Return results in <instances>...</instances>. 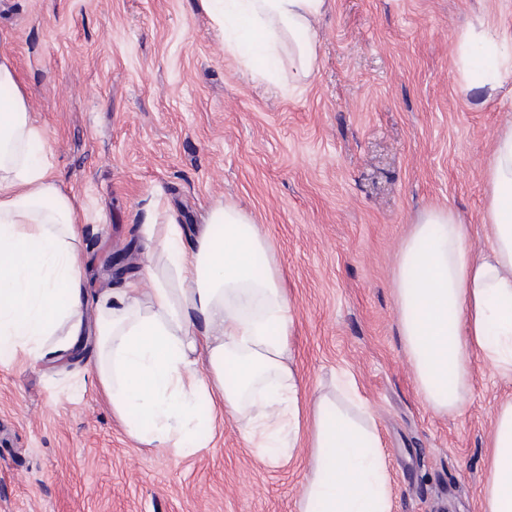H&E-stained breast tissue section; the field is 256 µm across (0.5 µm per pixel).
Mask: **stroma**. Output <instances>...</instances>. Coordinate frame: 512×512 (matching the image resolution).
Segmentation results:
<instances>
[{
	"label": "stroma",
	"instance_id": "35a3bbf8",
	"mask_svg": "<svg viewBox=\"0 0 512 512\" xmlns=\"http://www.w3.org/2000/svg\"><path fill=\"white\" fill-rule=\"evenodd\" d=\"M512 43V0H327L311 76L254 78L200 0H0L16 68L63 192L83 210L89 298L140 275L145 224L192 246L233 204L267 237L288 291L304 397L355 378L377 415L392 512H481L494 413L512 380L481 359L461 414L422 399L392 275L411 224L453 211L486 248L484 177L512 80L470 90L459 48L477 24ZM0 346V512H298L304 455L276 468L231 416L182 457L131 438L87 369Z\"/></svg>",
	"mask_w": 512,
	"mask_h": 512
}]
</instances>
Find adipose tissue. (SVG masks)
<instances>
[{
    "label": "adipose tissue",
    "mask_w": 512,
    "mask_h": 512,
    "mask_svg": "<svg viewBox=\"0 0 512 512\" xmlns=\"http://www.w3.org/2000/svg\"><path fill=\"white\" fill-rule=\"evenodd\" d=\"M224 34L226 52L272 80L281 52L295 80L313 71L314 23L326 0H200ZM471 87L496 90L512 76V52L482 31L461 47ZM0 343L35 361L63 359L86 329L94 303L98 351L89 371L128 434L185 456L205 447L189 427L198 402L238 420L269 466L304 450L309 473L298 512H392L377 421L352 375L301 399L290 363L291 306L272 247L240 209L214 208L192 248L178 224L163 237L145 225L142 275L89 301L79 226L82 212L36 160L42 131L9 59L0 58ZM487 248L472 227L432 208L399 247L393 280L399 334L427 405L461 412L471 362L512 379V123L495 141L486 171ZM481 512H512V400L498 407Z\"/></svg>",
    "instance_id": "1"
}]
</instances>
